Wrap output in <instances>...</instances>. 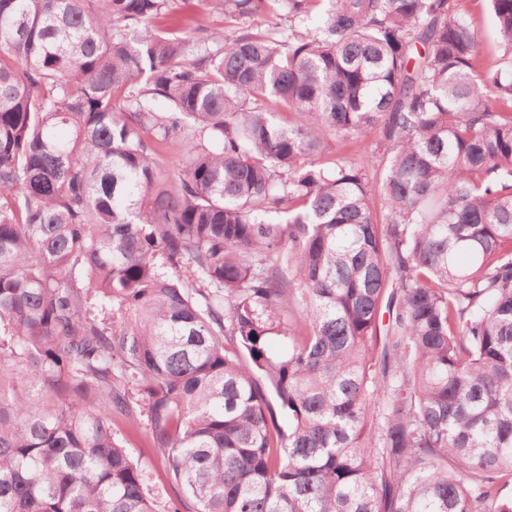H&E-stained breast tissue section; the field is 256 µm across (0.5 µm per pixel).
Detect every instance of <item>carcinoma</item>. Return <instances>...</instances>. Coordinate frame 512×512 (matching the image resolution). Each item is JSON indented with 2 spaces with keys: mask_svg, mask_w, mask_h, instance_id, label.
Returning <instances> with one entry per match:
<instances>
[{
  "mask_svg": "<svg viewBox=\"0 0 512 512\" xmlns=\"http://www.w3.org/2000/svg\"><path fill=\"white\" fill-rule=\"evenodd\" d=\"M170 2L0 0V512H512V0ZM206 0H176L169 14L154 19L152 24L161 29L175 30L177 35L189 37L197 34L198 27L210 31L231 33L238 21L224 14L210 11ZM474 24L480 35V45L485 61L492 59L497 50V35L493 19L488 10L474 15ZM376 139L374 131L358 140L355 138L336 139V137L328 136L324 140L325 150L318 155V158L322 160L343 158L349 163L361 167L371 181H376L380 178V169L374 165L371 158V148L374 147ZM132 448L135 459L150 478L153 493L156 495L158 506L163 508L170 499L175 498V490L167 483L161 461L152 452L147 451L145 446V430L122 429ZM144 449V453L142 451ZM158 507V508H159Z\"/></svg>",
  "mask_w": 512,
  "mask_h": 512,
  "instance_id": "1",
  "label": "carcinoma"
}]
</instances>
